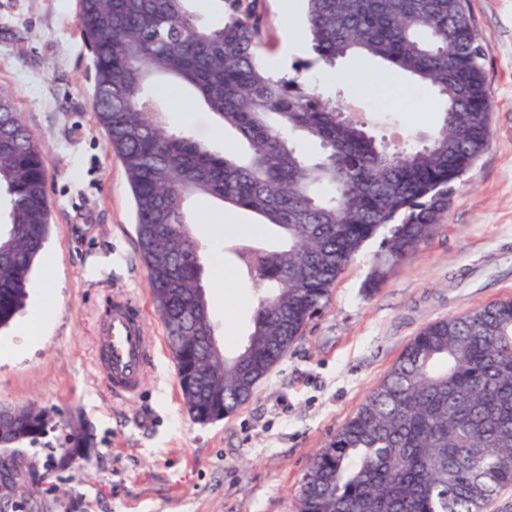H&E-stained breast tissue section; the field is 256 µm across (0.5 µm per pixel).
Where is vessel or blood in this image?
I'll use <instances>...</instances> for the list:
<instances>
[{
  "label": "vessel or blood",
  "mask_w": 512,
  "mask_h": 512,
  "mask_svg": "<svg viewBox=\"0 0 512 512\" xmlns=\"http://www.w3.org/2000/svg\"><path fill=\"white\" fill-rule=\"evenodd\" d=\"M98 345L113 390L126 396L136 395L146 358L145 338L140 318L127 301L113 303L99 327Z\"/></svg>",
  "instance_id": "b4317fda"
}]
</instances>
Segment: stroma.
I'll return each instance as SVG.
<instances>
[{
  "instance_id": "1",
  "label": "stroma",
  "mask_w": 512,
  "mask_h": 512,
  "mask_svg": "<svg viewBox=\"0 0 512 512\" xmlns=\"http://www.w3.org/2000/svg\"><path fill=\"white\" fill-rule=\"evenodd\" d=\"M492 99L490 142L458 180L433 236L392 263L373 238L284 358L233 416L200 424L185 408L135 232L129 184L96 126L92 58L77 0H0V88L9 93L48 161L55 267L44 336L26 341L21 319L0 329V406L35 405L52 428L25 446V491L0 481V512H297L315 454L358 409L426 325L512 298V0H467ZM376 135L402 144L428 136L440 103L427 86L391 75L356 100ZM174 132L216 148L224 131L192 97L170 105ZM203 253L244 235L253 217L214 227L220 207L188 202ZM385 279L368 287L375 268ZM226 351L247 339L257 286L207 276ZM128 300L148 353L139 393H113L97 336L108 302ZM91 435L88 460L62 467L68 425Z\"/></svg>"
}]
</instances>
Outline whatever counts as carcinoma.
Here are the masks:
<instances>
[{
  "label": "carcinoma",
  "mask_w": 512,
  "mask_h": 512,
  "mask_svg": "<svg viewBox=\"0 0 512 512\" xmlns=\"http://www.w3.org/2000/svg\"><path fill=\"white\" fill-rule=\"evenodd\" d=\"M193 0H78L93 55L95 118L120 158L156 310L190 418L231 415L288 352L338 275L380 229L396 263L432 234L452 184L489 139L482 52L464 0H305L311 57L276 75L265 66L259 0H219L198 25ZM353 59L346 75L340 58ZM377 60L382 67L375 68ZM354 95L386 73L432 86L443 106L422 144L390 148L336 100L300 80L312 68ZM186 89L243 155L171 131L163 97ZM0 328L28 296L49 232L47 158L0 89ZM206 196L246 210L282 239L224 246L260 286L243 348L207 356L216 339L205 261L185 216ZM211 369L208 388L188 367ZM52 422L36 406L0 419V440L34 441ZM512 487V299L429 324L313 458L298 512H485Z\"/></svg>",
  "instance_id": "carcinoma-1"
}]
</instances>
